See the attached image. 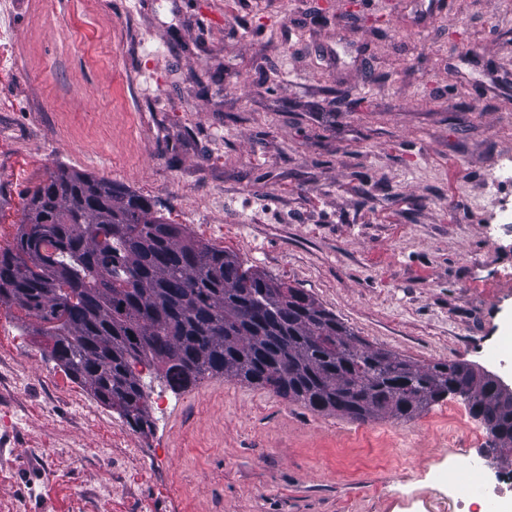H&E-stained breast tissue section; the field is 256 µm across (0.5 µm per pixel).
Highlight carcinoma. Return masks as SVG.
Masks as SVG:
<instances>
[{"instance_id": "cac0c4a2", "label": "carcinoma", "mask_w": 512, "mask_h": 512, "mask_svg": "<svg viewBox=\"0 0 512 512\" xmlns=\"http://www.w3.org/2000/svg\"><path fill=\"white\" fill-rule=\"evenodd\" d=\"M269 282L152 216L147 197L63 168L27 192L0 249V302L36 320L57 364L136 432L152 427L133 372L145 361L177 392L224 376L352 421L408 420L445 391L484 421L500 413L467 365L371 346L309 295L271 300Z\"/></svg>"}]
</instances>
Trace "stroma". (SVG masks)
Here are the masks:
<instances>
[{
    "mask_svg": "<svg viewBox=\"0 0 512 512\" xmlns=\"http://www.w3.org/2000/svg\"><path fill=\"white\" fill-rule=\"evenodd\" d=\"M0 241L64 167L149 198L370 345L512 379V0H13ZM1 403L54 480L0 460V512H457L449 464L512 454L449 396L355 422L209 378L140 433L5 311ZM128 479L112 491L113 470Z\"/></svg>",
    "mask_w": 512,
    "mask_h": 512,
    "instance_id": "1",
    "label": "stroma"
}]
</instances>
